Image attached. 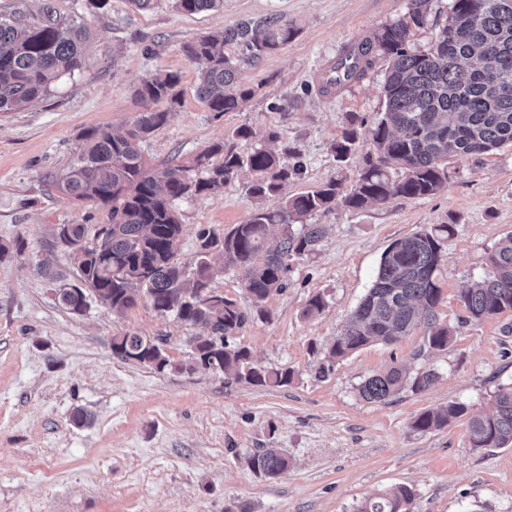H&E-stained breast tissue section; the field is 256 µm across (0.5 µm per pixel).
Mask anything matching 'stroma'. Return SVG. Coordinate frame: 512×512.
<instances>
[{
	"instance_id": "35a3bbf8",
	"label": "stroma",
	"mask_w": 512,
	"mask_h": 512,
	"mask_svg": "<svg viewBox=\"0 0 512 512\" xmlns=\"http://www.w3.org/2000/svg\"><path fill=\"white\" fill-rule=\"evenodd\" d=\"M51 2L90 37L79 72L25 110L0 115V244L10 248L0 256V512H352L398 485L414 493L410 512H512V445L472 448L463 417L424 433L411 427L424 411L451 402L487 412L497 388L512 384V311L474 322L457 300L488 274L489 253L512 234V146L449 158L448 182L434 195L317 213L323 241L293 264L287 287L267 298L265 315L252 313L238 270L218 272L213 290L251 313L237 343L255 364L290 371L285 386L185 371L200 328L143 302L115 315L93 299L83 314L70 313L40 270L46 261L75 281L55 244V225L106 220L92 205L47 192L45 175L68 168L83 131L128 124L141 110L137 83L158 69L179 73L181 83L173 118L141 145L153 164L187 158L241 125L275 127L303 165L283 195L333 179L350 185L358 161L338 162L332 145L350 115L371 121L383 111L387 63L374 57L361 81L329 97L319 93V79L345 46L402 18L408 0H224L193 14L175 0H153L146 9L131 0ZM269 14L283 16L296 36L242 69L243 82L258 92L240 111L214 118L195 95L199 66L184 44ZM250 179L241 172L223 191L179 203L182 264L192 265L200 230L220 233L247 220ZM434 224L455 230L437 272V316L453 330L447 349L428 351L420 327L393 344L366 346L319 376L384 250ZM18 242L23 252H14ZM318 293L325 309L304 318ZM128 332L166 337L178 370L116 358L112 339ZM392 364L414 375L432 370L438 379L382 403L362 399L359 384ZM78 408L90 425L73 423ZM261 448L283 450L288 471L275 479L255 474L247 458Z\"/></svg>"
}]
</instances>
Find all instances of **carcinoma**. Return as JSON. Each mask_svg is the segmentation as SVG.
<instances>
[{"mask_svg":"<svg viewBox=\"0 0 512 512\" xmlns=\"http://www.w3.org/2000/svg\"><path fill=\"white\" fill-rule=\"evenodd\" d=\"M222 0H176L177 8L196 13L219 6ZM430 0H409L405 19L383 26L356 46L344 49L321 92L341 90L361 80L375 55L388 62L382 96L384 110L372 124L358 116L333 146L336 159L347 160L359 137L369 141L350 189L332 181L313 191L282 198L276 210L263 201L282 193L302 171L300 163L283 160L293 153L272 148L279 131L259 133L240 126L233 137L254 141L242 156L228 141L214 142L185 161L154 166L141 143L174 115L179 103L180 76L158 72L142 78L135 96L142 111L119 133L98 129L81 135L77 161L60 175L47 177L48 189L107 212L97 231L86 224H69L59 236L75 247L68 252L77 283L56 289L55 300L67 311L81 314L95 298L114 314H122L145 298L159 315L175 314L181 321L207 330L193 338L192 364L219 371L252 385L284 386L288 370H267L251 361L247 348L233 342L248 320L236 301L213 291L217 269L214 249L222 250L224 267L242 272V283L254 311L287 286L291 262L317 251L324 228L310 224L316 212L340 203L362 209L391 198L431 196L448 182V158L480 154L512 144V0H452L429 57L410 42L412 26H422ZM295 35L282 17L273 14L246 19L222 32L201 35L184 45L187 58L201 62L197 96L215 118L236 112L257 88L239 79L243 66H253L281 49ZM86 29L54 14L47 3L43 19L31 25L0 21V114L20 112L44 96L62 77L82 67ZM234 46L238 54L226 53ZM167 108L161 109L159 105ZM252 179L247 193L256 202L249 218L224 231L198 233L196 260L187 269L178 258L183 224L177 202L215 193L242 170ZM400 169L395 179L391 171ZM454 234L451 224H437L393 241L381 256L371 287L330 347V357L343 359L370 344H391L423 325L426 345L442 351L452 330L437 319L441 288L436 272L446 259L444 243ZM490 274L462 290L458 301L472 320L512 311V235L488 255ZM162 336L125 334L112 337V354L126 362L159 372L173 367ZM438 378L434 371L409 376L395 364L361 382L359 395L383 402L409 387L422 391ZM467 417L472 447L498 448L512 444V385L498 388L494 410L471 414L465 404L421 413L412 428L440 429ZM248 466L265 478L288 470L289 458L275 448L251 454ZM414 494L398 486L364 499L354 512H407Z\"/></svg>","mask_w":512,"mask_h":512,"instance_id":"carcinoma-1","label":"carcinoma"}]
</instances>
